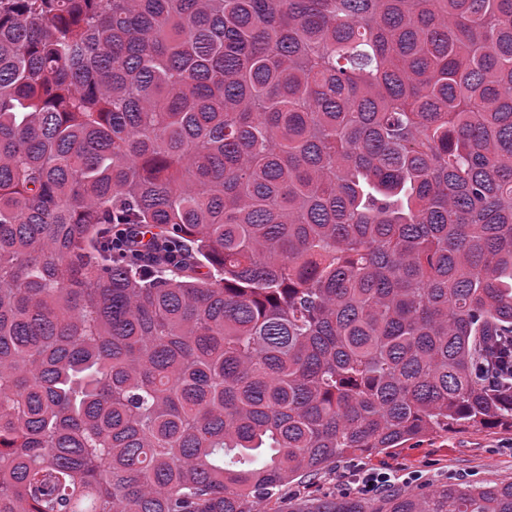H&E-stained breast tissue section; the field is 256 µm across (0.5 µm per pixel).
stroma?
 <instances>
[{
	"label": "stroma",
	"mask_w": 512,
	"mask_h": 512,
	"mask_svg": "<svg viewBox=\"0 0 512 512\" xmlns=\"http://www.w3.org/2000/svg\"><path fill=\"white\" fill-rule=\"evenodd\" d=\"M391 473V482L417 492L432 485L512 481V429L487 428L444 433L410 448H396L361 459H346L329 474L281 491L282 512L305 502L357 494L360 467Z\"/></svg>",
	"instance_id": "35a3bbf8"
}]
</instances>
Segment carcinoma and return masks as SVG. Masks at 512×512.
I'll use <instances>...</instances> for the list:
<instances>
[{
	"label": "carcinoma",
	"mask_w": 512,
	"mask_h": 512,
	"mask_svg": "<svg viewBox=\"0 0 512 512\" xmlns=\"http://www.w3.org/2000/svg\"><path fill=\"white\" fill-rule=\"evenodd\" d=\"M493 336L512 0H0V512H256L511 429ZM306 512H512V482ZM143 231L130 224L112 225V248L123 250L126 247L138 254L142 260L156 258L158 250L142 246Z\"/></svg>",
	"instance_id": "1"
}]
</instances>
